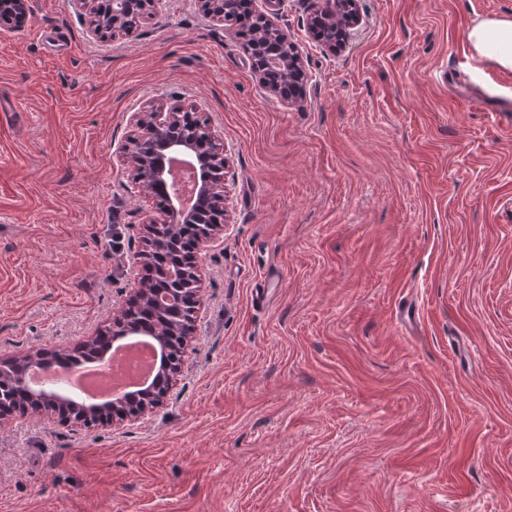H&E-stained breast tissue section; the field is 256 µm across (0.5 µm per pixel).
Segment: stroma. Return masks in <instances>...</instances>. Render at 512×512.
Returning a JSON list of instances; mask_svg holds the SVG:
<instances>
[{
	"instance_id": "35a3bbf8",
	"label": "stroma",
	"mask_w": 512,
	"mask_h": 512,
	"mask_svg": "<svg viewBox=\"0 0 512 512\" xmlns=\"http://www.w3.org/2000/svg\"><path fill=\"white\" fill-rule=\"evenodd\" d=\"M308 2L278 11L294 105L193 0L131 42L65 0L0 31V357L74 349L143 281L131 113L208 118L230 212L164 403L1 418L0 512H512V112L470 100L491 78L512 100V70L466 44L512 0H360L336 53Z\"/></svg>"
}]
</instances>
